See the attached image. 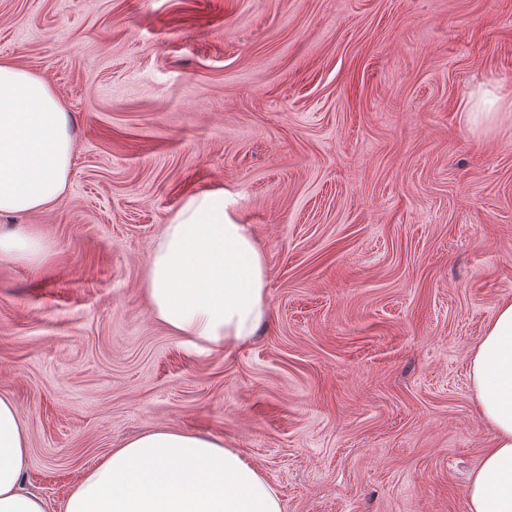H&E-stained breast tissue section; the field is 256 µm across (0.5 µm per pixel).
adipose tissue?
<instances>
[{
  "label": "adipose tissue",
  "instance_id": "obj_1",
  "mask_svg": "<svg viewBox=\"0 0 512 512\" xmlns=\"http://www.w3.org/2000/svg\"><path fill=\"white\" fill-rule=\"evenodd\" d=\"M69 116L42 79L0 61V216L29 215L67 190ZM235 200L212 188L183 200L157 239L145 292L155 319L202 347H237L270 313L265 254ZM43 239L28 226L0 229V258L37 262ZM471 389L492 435L466 490L469 512H512V299L501 301L473 351ZM28 436L0 395V512H46L21 479ZM64 512H283L261 471L222 441L159 428L112 449L85 470Z\"/></svg>",
  "mask_w": 512,
  "mask_h": 512
}]
</instances>
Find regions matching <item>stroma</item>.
<instances>
[{"label":"stroma","mask_w":512,"mask_h":512,"mask_svg":"<svg viewBox=\"0 0 512 512\" xmlns=\"http://www.w3.org/2000/svg\"><path fill=\"white\" fill-rule=\"evenodd\" d=\"M0 61L70 115L65 195L0 260V395L27 491L63 512L139 433L223 440L283 512H467L492 439L469 358L512 298V0H0ZM224 187L269 270L271 317L199 351L151 312V251ZM490 94L491 98L487 99L486 96ZM508 94H501L500 92H484L477 96H471L463 107V116L465 122L474 130L486 131L493 129L499 124L500 114L498 109L494 106L499 101H502ZM489 104V107L487 105ZM43 239L27 225H17L11 229H0V258L38 262L45 253Z\"/></svg>","instance_id":"stroma-1"}]
</instances>
